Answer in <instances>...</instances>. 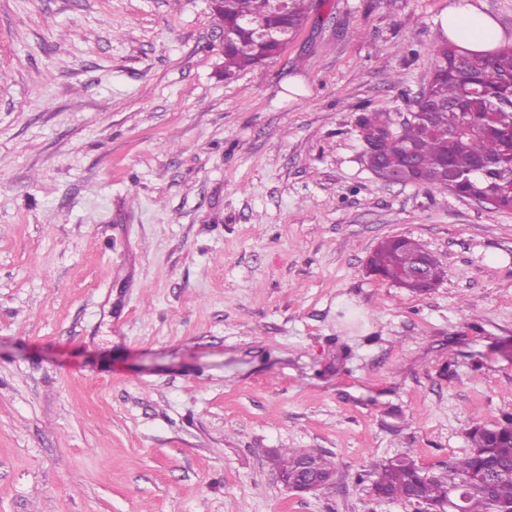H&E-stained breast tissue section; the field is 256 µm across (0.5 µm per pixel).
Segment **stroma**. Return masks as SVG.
I'll list each match as a JSON object with an SVG mask.
<instances>
[{"instance_id": "35a3bbf8", "label": "stroma", "mask_w": 512, "mask_h": 512, "mask_svg": "<svg viewBox=\"0 0 512 512\" xmlns=\"http://www.w3.org/2000/svg\"><path fill=\"white\" fill-rule=\"evenodd\" d=\"M467 3L512 37V0H312L227 79L209 0H0V512H417L358 474L512 413V211L380 179L355 127ZM396 236L432 291L369 271ZM309 459L314 461L323 476L321 487L319 488L320 479L318 475L308 465L302 464L298 466L297 473L290 483H288V480L281 481L287 490L297 492H314L327 485L335 473L334 462L326 455L308 448H284L282 451L270 454L272 465L280 478H290L295 472L296 466Z\"/></svg>"}]
</instances>
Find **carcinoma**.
<instances>
[{
    "label": "carcinoma",
    "instance_id": "1",
    "mask_svg": "<svg viewBox=\"0 0 512 512\" xmlns=\"http://www.w3.org/2000/svg\"><path fill=\"white\" fill-rule=\"evenodd\" d=\"M311 0H224V77L280 53L279 39L261 40L257 32L296 33L308 18ZM434 73L424 90L432 106L426 113L396 122L389 112H363L358 126L368 144L400 179L446 190L462 197L496 200L495 208L512 210V45L476 53L446 43L434 46ZM424 256L441 276L436 257L419 241L400 246L388 239L371 258L389 280H400ZM490 441L474 429L469 450L433 471L416 466L408 454L379 466L373 492L382 498L424 500L445 506L456 490L463 512H512V415L496 426ZM313 460L327 485L335 464L308 448H285L270 454L281 477Z\"/></svg>",
    "mask_w": 512,
    "mask_h": 512
}]
</instances>
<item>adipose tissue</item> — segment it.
<instances>
[{
  "instance_id": "obj_1",
  "label": "adipose tissue",
  "mask_w": 512,
  "mask_h": 512,
  "mask_svg": "<svg viewBox=\"0 0 512 512\" xmlns=\"http://www.w3.org/2000/svg\"><path fill=\"white\" fill-rule=\"evenodd\" d=\"M440 29L449 40L479 53L495 50L507 38L495 18L471 4L448 9Z\"/></svg>"
}]
</instances>
